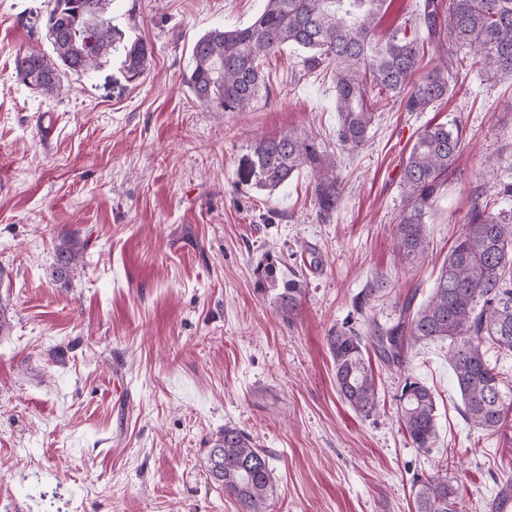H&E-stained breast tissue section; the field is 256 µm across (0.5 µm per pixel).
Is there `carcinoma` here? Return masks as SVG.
Wrapping results in <instances>:
<instances>
[{
  "label": "carcinoma",
  "instance_id": "carcinoma-1",
  "mask_svg": "<svg viewBox=\"0 0 512 512\" xmlns=\"http://www.w3.org/2000/svg\"><path fill=\"white\" fill-rule=\"evenodd\" d=\"M112 0H53L46 19L52 54L34 49L14 58L18 78L46 96L65 91L69 74L83 75L120 59L128 82L140 78L152 55L148 45L125 38L107 15ZM387 0H265L261 14L246 26L213 28L192 45L186 84L199 102L218 112H248L269 98L262 61L286 45L308 50L304 68H322L336 88V145L354 151L367 140L382 96L406 112H426L459 84L462 47L475 49L469 70L490 80L512 77V0H423L411 21L377 37ZM439 51L426 72L427 48ZM463 148L459 127L427 125L402 164L404 208L394 231L400 261L414 264L426 255V219L448 172ZM313 176V206L322 223L341 202L336 165L317 139L292 130L260 141L250 175L260 190L274 192L295 173ZM83 252L74 243L57 252L52 276L68 281L83 271ZM268 257L255 268L256 288L271 297L285 320L296 314L306 280L278 277ZM414 296L401 305L398 321L384 327H336L326 336L336 389L357 413L378 407L375 378L365 353L371 349L389 367L402 369L408 352L428 342H448V364L470 427L497 433L512 409V387L487 358L490 348L512 352V216L492 213L478 202L467 211L463 232L448 250L430 295L419 306ZM399 419L414 447L429 452L438 439L437 403L430 387L408 377L401 390ZM210 478L234 497L242 512H269L273 494L267 454L243 430L226 426L212 440L206 458ZM416 512H463L459 487L448 477L413 480Z\"/></svg>",
  "mask_w": 512,
  "mask_h": 512
}]
</instances>
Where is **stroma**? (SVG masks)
Segmentation results:
<instances>
[{
  "instance_id": "35a3bbf8",
  "label": "stroma",
  "mask_w": 512,
  "mask_h": 512,
  "mask_svg": "<svg viewBox=\"0 0 512 512\" xmlns=\"http://www.w3.org/2000/svg\"><path fill=\"white\" fill-rule=\"evenodd\" d=\"M264 0H114L130 38L152 51L125 82L111 62L41 96L17 78V51L51 53L48 0H0V502L11 512H240L209 478L210 440L247 432L269 455L270 512H414L412 479L440 473L464 512H489L512 472V427L470 428L448 346L415 348L404 372L372 357L379 409L341 400L329 330L398 319L428 296L473 197L492 212L512 170V77L471 72L448 101L404 112L381 100L364 147L336 148V89L286 46L263 66L272 95L251 112H217L189 91L191 47L213 27L243 26ZM457 124L464 148L433 204L428 257L394 252L400 164L428 123ZM285 130L333 153L343 198L319 223L309 171L274 193L248 176L257 139ZM66 242L85 269L51 271ZM268 255L308 288L292 321L255 287ZM385 287L356 302L376 279ZM435 393L438 440L413 448L398 417L405 376Z\"/></svg>"
}]
</instances>
